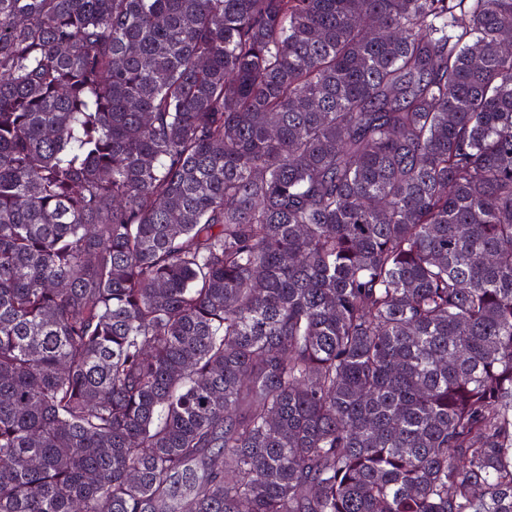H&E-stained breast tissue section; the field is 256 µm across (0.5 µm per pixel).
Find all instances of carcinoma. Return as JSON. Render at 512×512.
Returning a JSON list of instances; mask_svg holds the SVG:
<instances>
[{
  "label": "carcinoma",
  "instance_id": "cac0c4a2",
  "mask_svg": "<svg viewBox=\"0 0 512 512\" xmlns=\"http://www.w3.org/2000/svg\"><path fill=\"white\" fill-rule=\"evenodd\" d=\"M0 512H512V0H0Z\"/></svg>",
  "mask_w": 512,
  "mask_h": 512
}]
</instances>
